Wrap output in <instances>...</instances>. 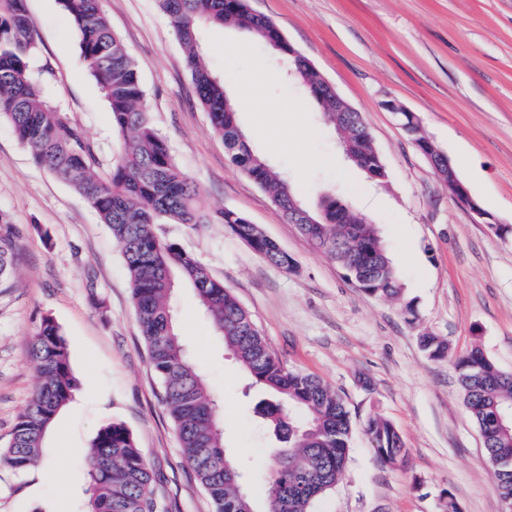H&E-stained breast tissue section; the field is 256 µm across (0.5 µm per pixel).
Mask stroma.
<instances>
[{
	"label": "stroma",
	"instance_id": "obj_1",
	"mask_svg": "<svg viewBox=\"0 0 512 512\" xmlns=\"http://www.w3.org/2000/svg\"><path fill=\"white\" fill-rule=\"evenodd\" d=\"M37 30L35 77L61 112L90 138L100 174L121 141L95 79L79 61L72 20L59 0H26ZM308 57L360 115L385 166V179L351 164L314 99L285 78L286 63L236 28H207L201 45L227 91L265 75L260 99L237 102L252 150L286 172L296 196L336 194L377 225L402 287L376 297L288 223L268 191L230 161L209 129L183 48L156 0H104L114 31L136 61L147 108L180 168L200 187L197 205L245 215L296 260L284 271L223 225L162 224L159 234L193 254L233 290L291 369L319 378L346 400L353 425L349 461L314 512H502L479 430L469 417L454 360L480 347L512 372V0H250ZM232 52L234 71L224 69ZM393 101L417 117L472 197L474 214L448 194L431 161L389 112ZM0 210L17 228L13 288L0 291V448L7 445L36 384L29 342L52 316L69 344L78 386L42 443L40 466L0 467V512H82L89 496L85 459L98 430L123 423L156 474L167 512H214L184 462L138 325L130 278L108 228L67 184L35 166L0 123ZM95 281H88L87 272ZM412 304L416 323L403 312ZM171 305L188 356L221 405L226 457L246 469L264 502L272 439L255 405L259 387L214 336L193 291ZM448 342L430 358L419 337ZM378 416L399 431L404 459L380 462L364 431Z\"/></svg>",
	"mask_w": 512,
	"mask_h": 512
}]
</instances>
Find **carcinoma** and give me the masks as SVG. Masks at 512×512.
Here are the masks:
<instances>
[{
	"instance_id": "1",
	"label": "carcinoma",
	"mask_w": 512,
	"mask_h": 512,
	"mask_svg": "<svg viewBox=\"0 0 512 512\" xmlns=\"http://www.w3.org/2000/svg\"><path fill=\"white\" fill-rule=\"evenodd\" d=\"M186 55L199 102L210 128L224 139L239 130L237 109L200 51L205 26L241 28L288 59L306 90L324 83L315 68L301 70L286 53L288 39L268 17L255 14L248 0H157ZM77 31L80 62L98 82L109 105L114 132L123 151L111 172L96 171L93 146L85 131L58 111L31 74L38 51L35 23L26 0H0V122L7 123L38 165L47 167L97 213L120 248L134 300L135 315L149 362L161 380L166 409L181 441L183 456L216 505V512H257L244 494L248 473L226 462L224 425L219 405L204 377L188 361L170 307L175 279L193 288L225 349L255 386L270 398L259 402L261 416L280 441L269 454L271 478L265 512H312L330 492L348 459L352 421L344 397L316 377L288 368L232 290L213 279L196 257L178 243L161 238L156 226L222 224L271 264L297 271L296 260L243 214L231 209L204 213L197 206L199 186L176 163L167 140L147 110L137 64L112 30L103 0H61ZM400 122L419 148L428 146L416 116L403 112ZM231 163L272 194L276 207L290 216L295 209L314 220L298 229L315 248L335 261L348 279L372 295L397 298L401 286L376 225L350 210L334 194L316 209L302 205L287 178L250 146ZM350 161L371 176L386 171L369 145ZM16 228L0 212V289L12 287ZM429 357L448 354V343L429 333L420 336ZM37 385L18 416L8 445L0 448V466L25 472L41 462L42 440L58 412L70 401L77 382L67 342L50 316L42 318L29 349ZM464 406L477 425L502 498L512 497V427L498 415L512 407V374L499 370L477 347L456 360ZM365 432L381 461L397 463L405 445L395 426L373 417ZM87 512H159L154 474L132 433L120 422L102 427L86 461Z\"/></svg>"
}]
</instances>
